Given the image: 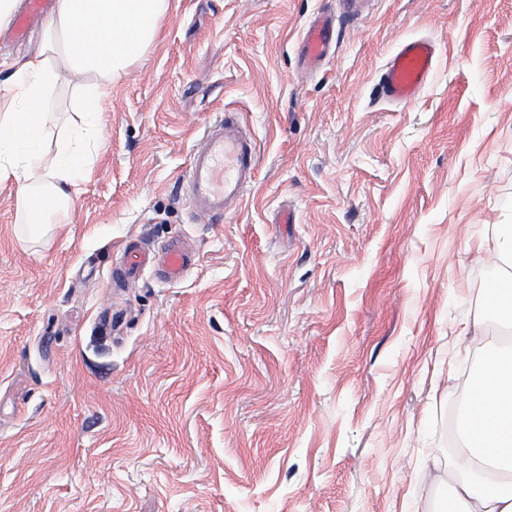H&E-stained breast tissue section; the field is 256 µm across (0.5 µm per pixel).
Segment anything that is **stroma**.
Wrapping results in <instances>:
<instances>
[{"label": "stroma", "instance_id": "stroma-1", "mask_svg": "<svg viewBox=\"0 0 512 512\" xmlns=\"http://www.w3.org/2000/svg\"><path fill=\"white\" fill-rule=\"evenodd\" d=\"M171 2L67 223L30 239L0 185V512H451L428 475L480 355L478 245L512 224V0H375L313 75L297 38L336 0ZM422 36L430 83L387 104ZM77 97L49 91L46 155ZM228 110L258 178L210 222L182 181ZM175 237L184 279L113 283L127 241ZM437 56L436 42L422 37L400 43L388 59L382 75L387 102L407 105L414 102L429 82Z\"/></svg>", "mask_w": 512, "mask_h": 512}]
</instances>
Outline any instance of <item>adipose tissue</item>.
I'll return each instance as SVG.
<instances>
[{
  "mask_svg": "<svg viewBox=\"0 0 512 512\" xmlns=\"http://www.w3.org/2000/svg\"><path fill=\"white\" fill-rule=\"evenodd\" d=\"M169 9L170 0H54L36 49L0 82V184L17 188L30 227L68 216L70 189L93 164L112 84L156 42ZM59 84L82 87L80 120L49 157L41 148L46 99ZM481 250L507 268L489 288L484 313L506 314L512 328V224L496 225ZM457 433L467 466L448 477L456 512H512V345L482 346ZM487 484L495 494L484 493Z\"/></svg>",
  "mask_w": 512,
  "mask_h": 512,
  "instance_id": "adipose-tissue-1",
  "label": "adipose tissue"
}]
</instances>
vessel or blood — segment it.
I'll return each mask as SVG.
<instances>
[{
	"label": "vessel or blood",
	"instance_id": "obj_1",
	"mask_svg": "<svg viewBox=\"0 0 512 512\" xmlns=\"http://www.w3.org/2000/svg\"><path fill=\"white\" fill-rule=\"evenodd\" d=\"M47 12V0H23V7L8 32L17 39L27 34L33 23ZM336 21L320 17L306 26L299 46L307 68L329 60L336 46ZM437 56L434 40L422 37L400 43L388 59L382 75L387 102L407 105L414 102L427 85ZM256 144L232 118L210 126L203 146L190 159L184 182L193 211L207 220L224 217L240 206L246 191L257 177ZM155 263L161 276L171 281L183 279L195 265L192 255L179 243L165 246L160 254L129 244L113 273L134 279L148 263Z\"/></svg>",
	"mask_w": 512,
	"mask_h": 512
}]
</instances>
